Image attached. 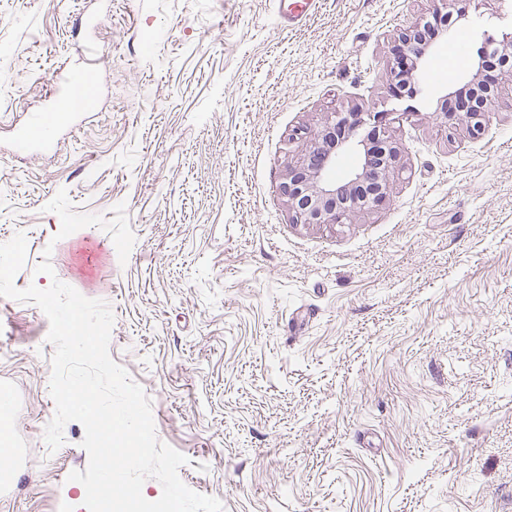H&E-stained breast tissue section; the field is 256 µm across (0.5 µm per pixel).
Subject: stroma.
Here are the masks:
<instances>
[{"instance_id":"35a3bbf8","label":"stroma","mask_w":512,"mask_h":512,"mask_svg":"<svg viewBox=\"0 0 512 512\" xmlns=\"http://www.w3.org/2000/svg\"><path fill=\"white\" fill-rule=\"evenodd\" d=\"M432 0H0V244L25 231L17 288L60 280L106 302L112 359L151 401L181 481L224 512H512V76L486 131L437 117L478 48L512 38V0H457L417 93L391 96L394 36ZM84 70L90 98L48 151L29 113ZM398 112L388 200L297 223L281 191L292 130L338 107ZM75 211L126 207L135 243L58 238ZM51 250L53 275L36 273ZM49 321L0 297V387L19 450L0 512H86L57 451Z\"/></svg>"}]
</instances>
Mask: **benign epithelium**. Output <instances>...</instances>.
Masks as SVG:
<instances>
[{"instance_id":"7a95c632","label":"benign epithelium","mask_w":512,"mask_h":512,"mask_svg":"<svg viewBox=\"0 0 512 512\" xmlns=\"http://www.w3.org/2000/svg\"><path fill=\"white\" fill-rule=\"evenodd\" d=\"M425 18L412 22L395 40L393 58L388 60L384 76L390 92L419 80L418 61L425 54L415 36L422 31ZM476 70L469 81L475 88L476 103L461 112H439L440 119L451 118L454 125L463 126L471 135L485 131L484 117L497 105L500 83H487ZM388 113L376 112L373 119L379 126L378 153L356 139L357 129L365 122V112L359 108H340L330 113L323 125L311 131L298 128L289 135L292 141H302L298 157L285 166L282 190L289 210L300 224H343L384 200L390 190L392 162L396 148L384 128ZM346 153L358 156V163L341 180L334 172L337 161Z\"/></svg>"}]
</instances>
